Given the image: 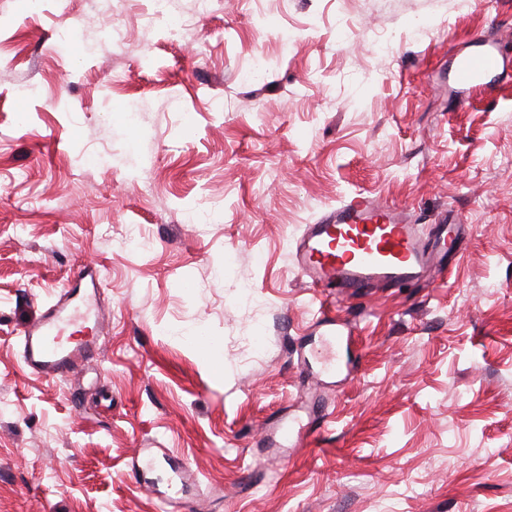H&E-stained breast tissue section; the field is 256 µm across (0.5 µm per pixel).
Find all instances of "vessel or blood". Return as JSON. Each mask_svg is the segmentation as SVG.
Segmentation results:
<instances>
[{
	"instance_id": "vessel-or-blood-1",
	"label": "vessel or blood",
	"mask_w": 512,
	"mask_h": 512,
	"mask_svg": "<svg viewBox=\"0 0 512 512\" xmlns=\"http://www.w3.org/2000/svg\"><path fill=\"white\" fill-rule=\"evenodd\" d=\"M499 67L494 50L480 49L459 60L455 79L463 86L477 85L497 75ZM459 247L456 223L439 224L425 236L404 209L359 193L306 225L296 243L295 261L313 288L321 321L331 327L335 320L327 296L329 289L351 299L364 296L372 288L418 281ZM82 302L77 292H63L25 331L22 358L31 372L63 378L93 357L96 342L68 346L59 340L63 325L74 322Z\"/></svg>"
}]
</instances>
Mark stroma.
Masks as SVG:
<instances>
[{"instance_id":"35a3bbf8","label":"stroma","mask_w":512,"mask_h":512,"mask_svg":"<svg viewBox=\"0 0 512 512\" xmlns=\"http://www.w3.org/2000/svg\"><path fill=\"white\" fill-rule=\"evenodd\" d=\"M155 9L0 0V512H159L181 467L197 512H512V0ZM358 192L466 237L336 302L319 377L296 241ZM87 268L98 352L37 376L22 332ZM499 67V57L494 50H476L459 60L455 79L462 86L477 85L497 75Z\"/></svg>"}]
</instances>
